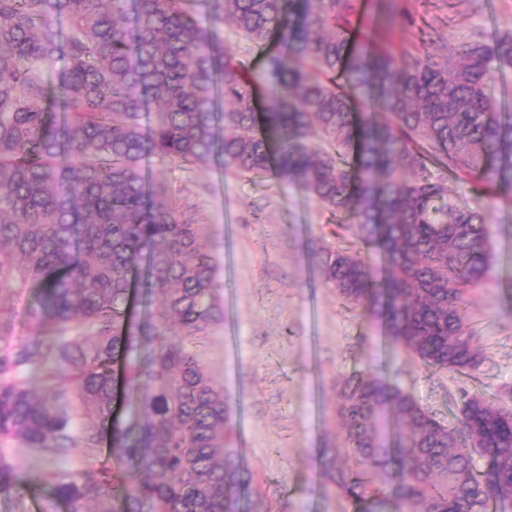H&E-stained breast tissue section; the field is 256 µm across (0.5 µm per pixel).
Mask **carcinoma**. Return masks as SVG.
<instances>
[{
    "label": "carcinoma",
    "mask_w": 512,
    "mask_h": 512,
    "mask_svg": "<svg viewBox=\"0 0 512 512\" xmlns=\"http://www.w3.org/2000/svg\"><path fill=\"white\" fill-rule=\"evenodd\" d=\"M355 12L354 0H0V288L36 293L27 336L8 338L0 306V496L17 487L6 449L80 448L79 471L42 476L51 510L242 512L247 496L268 512L229 398L191 350L224 316L216 265L198 225L146 184L147 155L298 184L388 259L379 281L361 252L322 251L344 304L429 367L479 368L467 294L490 269L487 205L512 198V113L488 93L512 39L425 31L411 56L354 36ZM225 25L262 52L260 72L224 51ZM137 268L156 319L131 311ZM336 413L344 456L326 448L321 467L362 512L512 504V408L465 396L446 425L360 373Z\"/></svg>",
    "instance_id": "obj_1"
}]
</instances>
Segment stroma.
I'll use <instances>...</instances> for the list:
<instances>
[{"instance_id": "1", "label": "stroma", "mask_w": 512, "mask_h": 512, "mask_svg": "<svg viewBox=\"0 0 512 512\" xmlns=\"http://www.w3.org/2000/svg\"><path fill=\"white\" fill-rule=\"evenodd\" d=\"M413 23L389 24L385 0H355L360 31L391 30L411 51L422 28L452 40L512 36V0H398ZM148 182L165 184L194 223L218 266L224 319L197 344L200 361L229 398L235 445L271 512H358L325 486L323 449L342 445L336 385L347 375H385L443 421H455L463 395L512 407V200L488 212L492 269L470 293V325L484 361L469 375L426 367L396 347L381 320L347 308L326 285L317 253L350 247L355 228L335 218L297 185L225 172L216 162L193 171L146 159ZM18 488L0 512H43L45 471L71 472L80 453L48 458L13 448Z\"/></svg>"}]
</instances>
